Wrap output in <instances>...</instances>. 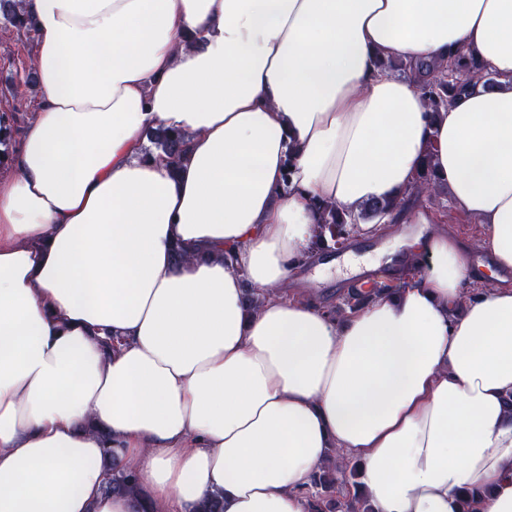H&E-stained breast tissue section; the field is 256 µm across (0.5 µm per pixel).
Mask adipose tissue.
<instances>
[{"label": "adipose tissue", "mask_w": 512, "mask_h": 512, "mask_svg": "<svg viewBox=\"0 0 512 512\" xmlns=\"http://www.w3.org/2000/svg\"><path fill=\"white\" fill-rule=\"evenodd\" d=\"M25 5L41 96L0 175V512H309L332 448L371 512H512V0ZM457 52L497 83L436 116L378 65ZM159 126L178 171L146 149ZM429 146L492 267L442 229L404 240L420 281L344 319L248 304L308 260L317 202L391 199ZM147 136L149 141L154 144L156 150L166 155L172 165V171L175 172L182 158L184 138L180 134L163 127L149 131ZM107 489L112 491V493H119L134 498L139 495V482L132 473L113 469L107 481Z\"/></svg>", "instance_id": "1"}]
</instances>
